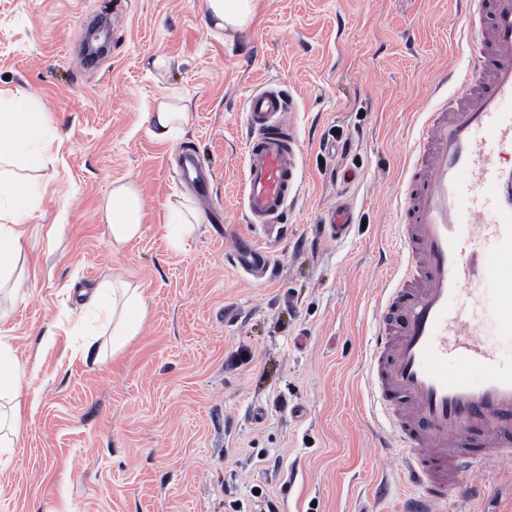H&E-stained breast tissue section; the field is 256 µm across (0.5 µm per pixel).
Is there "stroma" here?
<instances>
[{
	"label": "stroma",
	"instance_id": "1",
	"mask_svg": "<svg viewBox=\"0 0 512 512\" xmlns=\"http://www.w3.org/2000/svg\"><path fill=\"white\" fill-rule=\"evenodd\" d=\"M103 19L108 51L82 68ZM204 20L205 0H0V94L49 113L46 160L26 174L29 286L0 297L27 403L18 447L0 454V512H397L413 491L366 364L416 115L439 73L467 63L455 0H258L248 32L218 37ZM262 87L286 99L302 143L295 197L269 230L241 205L245 102ZM167 97L189 122L160 142L148 114ZM185 150L207 193L180 172ZM127 180L143 234L117 248L101 209ZM339 200L355 222L336 239L324 217ZM183 205L203 220L176 246ZM239 240L269 252L263 277L234 263ZM111 277L141 288L148 314L97 365L79 292ZM448 507L512 512V460L479 497L458 483Z\"/></svg>",
	"mask_w": 512,
	"mask_h": 512
}]
</instances>
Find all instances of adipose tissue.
Segmentation results:
<instances>
[{
    "label": "adipose tissue",
    "mask_w": 512,
    "mask_h": 512,
    "mask_svg": "<svg viewBox=\"0 0 512 512\" xmlns=\"http://www.w3.org/2000/svg\"><path fill=\"white\" fill-rule=\"evenodd\" d=\"M258 0H206L207 15L216 31H247L253 24ZM43 109L34 107L27 98H0V128H16L10 139L0 138V288L22 293L25 279L14 277L20 254L23 227L19 215L32 208L35 196L13 172L15 165L37 166L44 155L34 149L45 120ZM103 218L112 233L115 246L121 247L143 233L144 201L130 181L113 183ZM91 304L112 317V348L120 350L137 336L147 315V305L140 288L123 280H106L99 284ZM19 362L10 345L0 342V447L12 448L20 438V422L25 398L16 379Z\"/></svg>",
    "instance_id": "ef3b65f1"
}]
</instances>
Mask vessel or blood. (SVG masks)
<instances>
[{
	"mask_svg": "<svg viewBox=\"0 0 512 512\" xmlns=\"http://www.w3.org/2000/svg\"><path fill=\"white\" fill-rule=\"evenodd\" d=\"M467 65L448 70L411 150L397 264L385 279L368 354V387L426 495L408 512H446L448 491L477 493L512 459V0H458ZM272 89L245 106L243 208L275 223L297 182L302 144ZM353 209L327 210L344 236ZM260 270L266 252L236 247Z\"/></svg>",
	"mask_w": 512,
	"mask_h": 512,
	"instance_id": "1",
	"label": "vessel or blood"
}]
</instances>
